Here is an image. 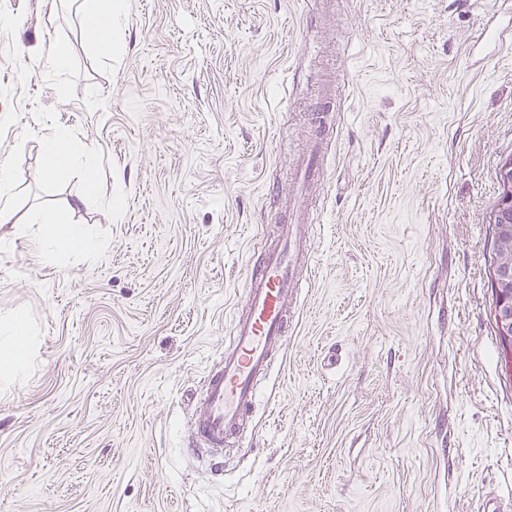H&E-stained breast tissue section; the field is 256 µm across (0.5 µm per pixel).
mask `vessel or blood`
<instances>
[{"label":"vessel or blood","instance_id":"b4317fda","mask_svg":"<svg viewBox=\"0 0 512 512\" xmlns=\"http://www.w3.org/2000/svg\"><path fill=\"white\" fill-rule=\"evenodd\" d=\"M324 165L317 148L298 162L289 221L280 225L259 264L247 271L232 342L194 398L190 445L210 457H222L225 444L239 439L251 419L259 383L285 349L297 309L296 265L310 263L312 255L305 228L308 190L320 180Z\"/></svg>","mask_w":512,"mask_h":512}]
</instances>
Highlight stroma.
Segmentation results:
<instances>
[{
  "label": "stroma",
  "instance_id": "stroma-1",
  "mask_svg": "<svg viewBox=\"0 0 512 512\" xmlns=\"http://www.w3.org/2000/svg\"><path fill=\"white\" fill-rule=\"evenodd\" d=\"M0 512H481L512 501V373L491 289L512 156V0H125L112 54L78 11L0 0ZM68 63L48 59L57 43ZM99 156L47 179L43 137ZM314 275L245 445L187 446L298 155ZM39 211L101 248L41 256ZM14 173L11 167L2 166L0 168V228L11 224L16 226L14 219ZM5 323L7 336H4V349H0V368L13 380H17L25 371L31 336L30 324L21 312L6 320Z\"/></svg>",
  "mask_w": 512,
  "mask_h": 512
}]
</instances>
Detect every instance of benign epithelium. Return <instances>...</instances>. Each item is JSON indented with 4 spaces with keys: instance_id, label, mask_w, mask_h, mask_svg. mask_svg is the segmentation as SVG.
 <instances>
[{
    "instance_id": "1",
    "label": "benign epithelium",
    "mask_w": 512,
    "mask_h": 512,
    "mask_svg": "<svg viewBox=\"0 0 512 512\" xmlns=\"http://www.w3.org/2000/svg\"><path fill=\"white\" fill-rule=\"evenodd\" d=\"M501 198L490 217L493 239L491 285L495 293L498 335L512 360V157L505 159L498 173Z\"/></svg>"
}]
</instances>
